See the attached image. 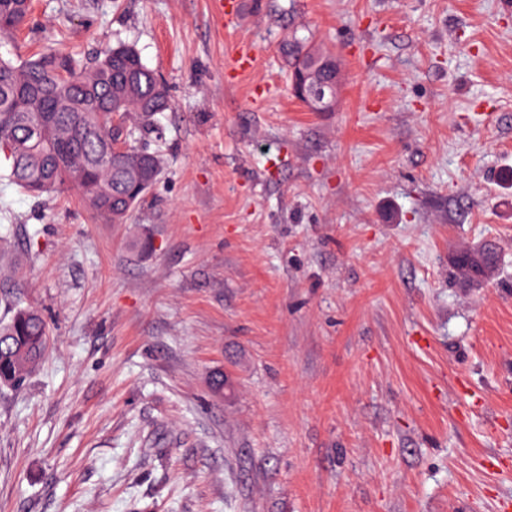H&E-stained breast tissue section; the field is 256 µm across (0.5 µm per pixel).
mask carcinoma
Here are the masks:
<instances>
[{
	"mask_svg": "<svg viewBox=\"0 0 512 512\" xmlns=\"http://www.w3.org/2000/svg\"><path fill=\"white\" fill-rule=\"evenodd\" d=\"M11 4L0 0L1 38L17 34ZM167 106L165 84L130 45L108 47L88 65L52 52L20 64L0 58V152L9 163L7 179L36 197L73 187L98 218L124 224L162 166L161 156L150 153L151 180L132 195V202L122 200L132 185L128 169L142 152L135 145L137 128L131 119L148 122ZM38 123L47 130L43 137L30 134ZM123 136L124 155L95 168L94 181L113 196L114 206L105 207L81 172L94 168L97 158ZM47 345L42 315L13 307L11 316L0 320V384L23 383L42 363Z\"/></svg>",
	"mask_w": 512,
	"mask_h": 512,
	"instance_id": "carcinoma-1",
	"label": "carcinoma"
}]
</instances>
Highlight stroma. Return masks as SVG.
Here are the masks:
<instances>
[{
    "mask_svg": "<svg viewBox=\"0 0 512 512\" xmlns=\"http://www.w3.org/2000/svg\"><path fill=\"white\" fill-rule=\"evenodd\" d=\"M123 43L170 102L126 223L0 178V318L50 332L0 386V512H512V0H33L0 57ZM295 96L313 112H330L339 104L341 73L332 57L319 66L302 63L291 71Z\"/></svg>",
    "mask_w": 512,
    "mask_h": 512,
    "instance_id": "obj_1",
    "label": "stroma"
}]
</instances>
